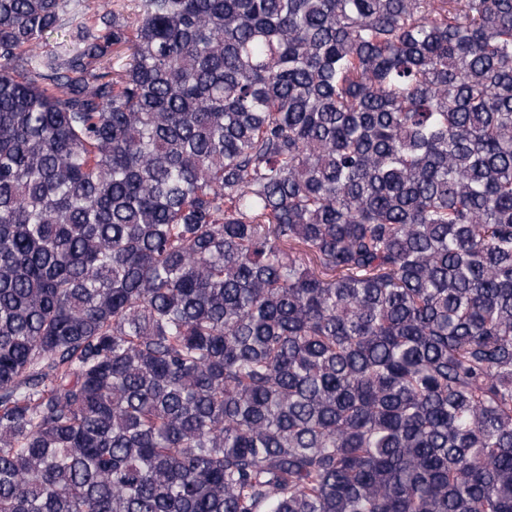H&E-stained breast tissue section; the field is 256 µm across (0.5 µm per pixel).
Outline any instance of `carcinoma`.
I'll list each match as a JSON object with an SVG mask.
<instances>
[{"label": "carcinoma", "mask_w": 512, "mask_h": 512, "mask_svg": "<svg viewBox=\"0 0 512 512\" xmlns=\"http://www.w3.org/2000/svg\"><path fill=\"white\" fill-rule=\"evenodd\" d=\"M134 2L0 0V512H512V0Z\"/></svg>", "instance_id": "1"}]
</instances>
